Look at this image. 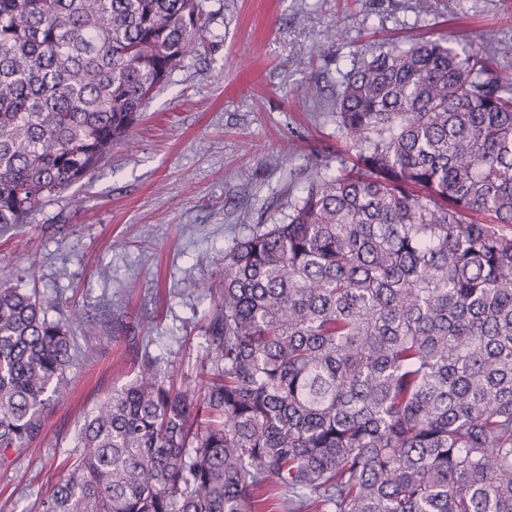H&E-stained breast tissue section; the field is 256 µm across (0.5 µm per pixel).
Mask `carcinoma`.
Returning <instances> with one entry per match:
<instances>
[{
  "instance_id": "cac0c4a2",
  "label": "carcinoma",
  "mask_w": 512,
  "mask_h": 512,
  "mask_svg": "<svg viewBox=\"0 0 512 512\" xmlns=\"http://www.w3.org/2000/svg\"><path fill=\"white\" fill-rule=\"evenodd\" d=\"M199 0H0V227L94 171L208 32ZM354 163L224 253L209 366L142 357L42 512H512V74L436 39L336 101ZM70 322L0 276V451L67 391Z\"/></svg>"
}]
</instances>
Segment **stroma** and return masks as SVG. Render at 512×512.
<instances>
[{"label": "stroma", "mask_w": 512, "mask_h": 512, "mask_svg": "<svg viewBox=\"0 0 512 512\" xmlns=\"http://www.w3.org/2000/svg\"><path fill=\"white\" fill-rule=\"evenodd\" d=\"M210 31L156 89L127 138L27 223L0 229V275L52 318L80 309L68 389L46 431L0 455V512H41L85 414L142 356L196 386L224 252L280 223L315 175L350 163L336 114L365 50L427 39L512 73V0H201Z\"/></svg>", "instance_id": "obj_1"}]
</instances>
